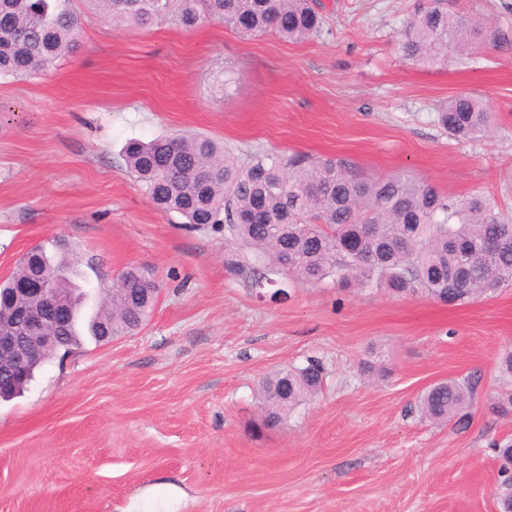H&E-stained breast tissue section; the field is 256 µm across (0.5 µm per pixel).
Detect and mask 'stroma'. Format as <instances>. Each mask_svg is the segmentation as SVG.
I'll return each mask as SVG.
<instances>
[{
    "mask_svg": "<svg viewBox=\"0 0 512 512\" xmlns=\"http://www.w3.org/2000/svg\"><path fill=\"white\" fill-rule=\"evenodd\" d=\"M324 2L321 35L299 43L214 18L191 31L98 19L47 73L0 81V279L63 236L92 302L129 266L160 286L138 334L84 337L0 401V512H499L512 285L445 305L327 280L262 302L226 269L223 234L162 216L126 168L128 140L191 132L242 158L345 157L512 212V0H447L479 10L486 35L433 66L398 37L430 0ZM465 93L496 115L485 139L437 122ZM311 357L322 392L264 427L262 378ZM470 377L467 415L422 416L431 385Z\"/></svg>",
    "mask_w": 512,
    "mask_h": 512,
    "instance_id": "obj_1",
    "label": "stroma"
}]
</instances>
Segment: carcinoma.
Wrapping results in <instances>:
<instances>
[{
  "mask_svg": "<svg viewBox=\"0 0 512 512\" xmlns=\"http://www.w3.org/2000/svg\"><path fill=\"white\" fill-rule=\"evenodd\" d=\"M322 0H0V80L44 72L74 53L85 26L97 18L131 29L168 19L185 30L218 17L243 38L273 33L292 43L317 36ZM483 35L471 14L452 13L445 0L417 10L400 32L405 57L436 64L448 53L464 55ZM454 139L472 141L490 129L492 113L473 94L448 99L437 112ZM128 170L161 213L177 215L195 229L224 231L232 244L227 268L260 285L277 274L292 283L382 288L395 296L424 293L443 302H464L512 283V219L482 192L462 200L407 175H366L341 157L263 152L241 160L213 139L198 135L132 139L124 147ZM500 240L488 255L484 245ZM48 267L66 274L54 287L76 295L74 320L65 328L64 349L83 336L98 337L109 320L118 336L146 323L154 298L144 299L129 267V290L110 291L88 323L81 312L89 292L78 283L82 261L76 247L40 250ZM321 361L280 371L259 385L264 425L275 426L297 405L318 395ZM476 382L444 380L421 396L422 413L446 422L472 404Z\"/></svg>",
  "mask_w": 512,
  "mask_h": 512,
  "instance_id": "carcinoma-1",
  "label": "carcinoma"
}]
</instances>
